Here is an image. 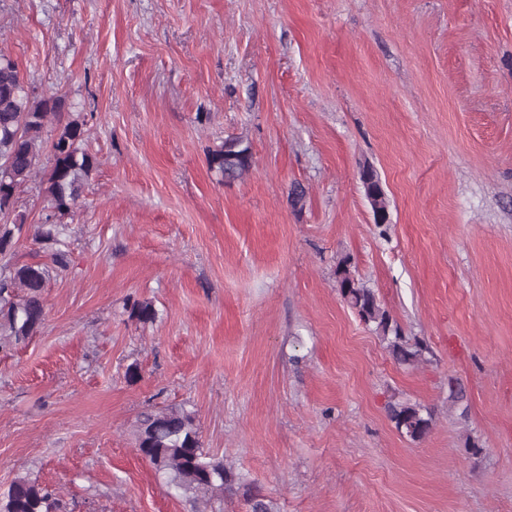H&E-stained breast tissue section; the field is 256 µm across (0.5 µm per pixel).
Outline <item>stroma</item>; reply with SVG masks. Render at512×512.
Returning <instances> with one entry per match:
<instances>
[{"mask_svg":"<svg viewBox=\"0 0 512 512\" xmlns=\"http://www.w3.org/2000/svg\"><path fill=\"white\" fill-rule=\"evenodd\" d=\"M0 51L97 159L43 327L0 350V491L190 512L133 436L183 407L241 479L224 512L249 489L274 512H512V0H0ZM228 138L252 167L227 184ZM44 206L22 188L18 263ZM344 259L426 362L344 302ZM394 401L431 412L426 438ZM251 156L248 146L241 147L239 141L228 139L221 148L210 154L209 163L211 169H216L221 174L225 183L233 182L250 170ZM366 196H370V204L375 217V224H387L389 216L388 200L383 192L376 172L371 168H364L360 173ZM376 215L380 216L382 223L376 221ZM424 411L426 414H424ZM388 414L397 431L411 441H421L431 431L432 415L418 404L410 402L390 403Z\"/></svg>","mask_w":512,"mask_h":512,"instance_id":"obj_1","label":"stroma"}]
</instances>
